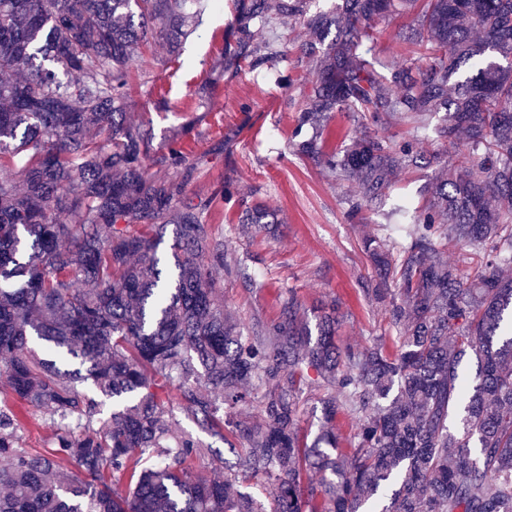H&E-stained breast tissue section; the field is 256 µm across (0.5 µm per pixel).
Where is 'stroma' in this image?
Wrapping results in <instances>:
<instances>
[{
    "mask_svg": "<svg viewBox=\"0 0 512 512\" xmlns=\"http://www.w3.org/2000/svg\"><path fill=\"white\" fill-rule=\"evenodd\" d=\"M237 0H221L198 18L194 35L176 54L156 42L145 63L131 73L133 104L127 116L149 121L155 142L179 141L188 157L187 194L211 199L208 220L230 248L226 265L212 268L220 300L244 325L279 316V295L294 292L309 318L337 302L345 319L337 331L341 346L390 338L395 330L383 307L365 294L377 272L365 252V233L390 231L387 212L409 203L422 205V187L435 173L430 163L402 173L386 193L384 209L366 222L350 216L352 188L330 178L296 151L297 116L315 80L300 46L308 39L302 21L288 20L276 34L287 47L274 66L257 70H219L225 34L235 19ZM416 12L379 22L373 55L381 66L402 59H420L419 46L403 39L417 28ZM213 85L209 105H198L199 87ZM260 202L277 213L269 233L247 237L239 230L246 206ZM245 265L253 283L235 271ZM58 429L48 413L24 411L20 445L41 451L52 447ZM206 451L188 464L194 474L228 477L235 490L262 498L268 484L233 470L237 451L220 438L203 435Z\"/></svg>",
    "mask_w": 512,
    "mask_h": 512,
    "instance_id": "stroma-1",
    "label": "stroma"
}]
</instances>
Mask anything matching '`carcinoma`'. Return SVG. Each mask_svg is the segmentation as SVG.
Returning a JSON list of instances; mask_svg holds the SVG:
<instances>
[{"label": "carcinoma", "instance_id": "carcinoma-1", "mask_svg": "<svg viewBox=\"0 0 512 512\" xmlns=\"http://www.w3.org/2000/svg\"><path fill=\"white\" fill-rule=\"evenodd\" d=\"M345 2L328 19L308 14L307 0H247L225 61L273 65L278 43L252 44L251 24L303 19L316 80L298 116L312 136L297 151L354 183V218L422 159L418 139L374 127L406 124L444 145L428 204L389 215L409 225L406 243L363 241L380 279L364 292L393 325L391 346H337L334 304L312 338L291 292L277 320L246 332L218 300L204 260L224 264L228 246L208 222L210 201L187 196L181 145L158 151L152 127L126 112L132 62L158 37L174 54L195 32L187 0H0V363L21 405L0 410V512H372L378 497L388 499L380 512H512V0H422L425 63L383 71L368 59L373 25L416 0ZM338 112L357 122L340 149L327 144ZM274 223L257 205L240 230ZM169 225L177 273L165 279L157 237ZM458 244L484 254L472 275L446 257ZM65 355L80 368H61ZM310 379L326 393L307 444L299 396ZM80 384L115 406L97 428L99 402ZM259 385L263 420L237 418ZM170 388L202 431L242 445L238 469L265 476L271 499L183 471L203 443L173 433L157 395ZM28 406L76 428L59 429L44 453L21 448ZM343 407L358 424L346 452ZM305 466L320 478L303 487ZM109 472L128 476L126 494Z\"/></svg>", "mask_w": 512, "mask_h": 512}]
</instances>
